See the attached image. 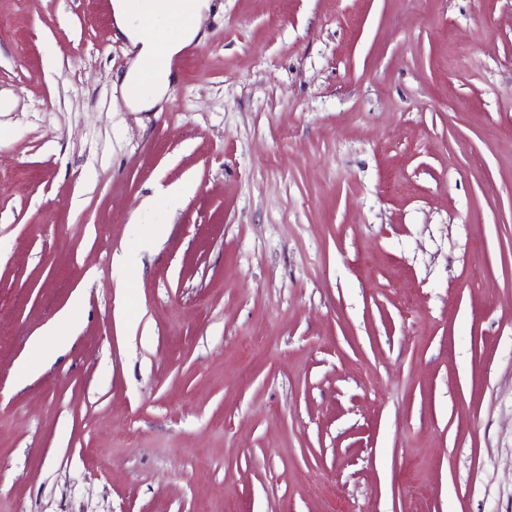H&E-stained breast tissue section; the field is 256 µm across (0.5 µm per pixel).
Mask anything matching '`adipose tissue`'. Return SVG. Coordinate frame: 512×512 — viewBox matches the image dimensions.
Segmentation results:
<instances>
[{
  "instance_id": "ef3b65f1",
  "label": "adipose tissue",
  "mask_w": 512,
  "mask_h": 512,
  "mask_svg": "<svg viewBox=\"0 0 512 512\" xmlns=\"http://www.w3.org/2000/svg\"><path fill=\"white\" fill-rule=\"evenodd\" d=\"M209 7V0H182L173 5L172 0H112V17L115 33L128 43L131 64L122 78L125 100L136 111L154 108L167 92L170 80L145 79V72L152 66L158 51L173 56L191 43L199 32V19ZM188 15V22L177 30L176 36L161 41L153 37V30L168 28L176 11Z\"/></svg>"
}]
</instances>
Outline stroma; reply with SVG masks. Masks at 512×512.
I'll use <instances>...</instances> for the list:
<instances>
[{
  "label": "stroma",
  "mask_w": 512,
  "mask_h": 512,
  "mask_svg": "<svg viewBox=\"0 0 512 512\" xmlns=\"http://www.w3.org/2000/svg\"><path fill=\"white\" fill-rule=\"evenodd\" d=\"M112 24L0 0V512H512V0ZM112 1V0H111ZM181 10L189 16L171 39L160 41L147 33L145 19L151 20L150 26L155 30L167 29L171 18L178 15L172 0H113L112 17L116 37H123L128 42V53L132 56L131 64L122 77V87L127 105L136 111L150 110L163 99L170 85V71L177 62L168 59L179 53L191 43L199 32V19L204 10L209 8L208 0H181ZM164 47L165 53L159 46ZM153 66V76L166 73L162 79L144 78L145 72ZM78 306L79 301H74L72 308L64 311L59 316L55 324L46 328L40 334V336H37L33 339V347L38 348L44 343L45 340L51 339L57 349L64 348L69 340L67 333L65 332V327L73 322L74 318L76 317V310Z\"/></svg>",
  "instance_id": "1"
}]
</instances>
